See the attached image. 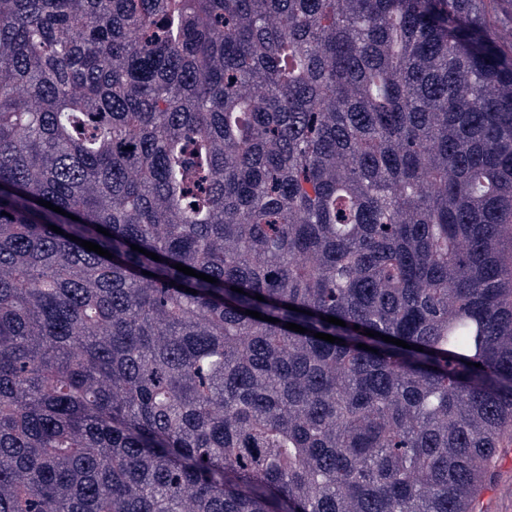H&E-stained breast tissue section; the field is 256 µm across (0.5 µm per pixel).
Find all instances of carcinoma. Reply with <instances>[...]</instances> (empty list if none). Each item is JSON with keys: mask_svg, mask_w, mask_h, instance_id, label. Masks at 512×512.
<instances>
[{"mask_svg": "<svg viewBox=\"0 0 512 512\" xmlns=\"http://www.w3.org/2000/svg\"><path fill=\"white\" fill-rule=\"evenodd\" d=\"M489 2L0 0V512H470L512 419Z\"/></svg>", "mask_w": 512, "mask_h": 512, "instance_id": "1", "label": "carcinoma"}]
</instances>
